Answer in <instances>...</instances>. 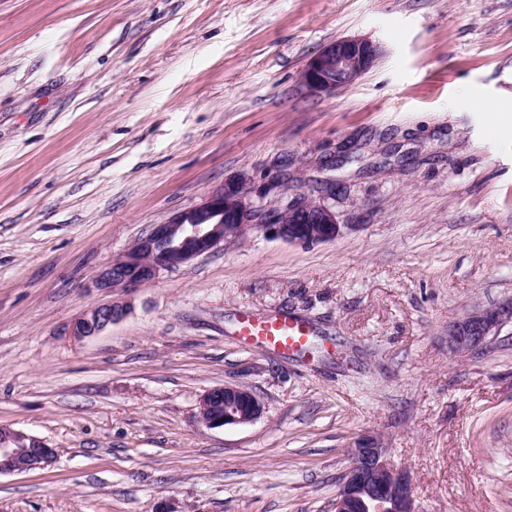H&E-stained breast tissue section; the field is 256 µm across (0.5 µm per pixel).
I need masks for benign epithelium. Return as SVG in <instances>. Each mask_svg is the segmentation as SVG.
I'll return each instance as SVG.
<instances>
[{
	"label": "benign epithelium",
	"mask_w": 512,
	"mask_h": 512,
	"mask_svg": "<svg viewBox=\"0 0 512 512\" xmlns=\"http://www.w3.org/2000/svg\"><path fill=\"white\" fill-rule=\"evenodd\" d=\"M376 46L365 38H340L324 46L309 62L303 83L316 93H334L370 69ZM275 188L251 192L238 180L204 202L155 224L124 255L112 261L93 280L100 291L135 292L164 271L174 270L209 253L230 238L254 230L294 243L332 242L340 235L336 215L306 196L293 200L281 195L277 205L265 202ZM128 311L123 298L96 304L69 324L67 335L81 341L102 333ZM512 324V298L479 309L448 323V349L467 353L484 345L505 324ZM260 399L243 385L211 388L199 401V421L207 428L255 422L263 414ZM56 449L21 430L0 425V476L44 469L53 463ZM350 462L342 474L333 512H418L408 472L387 456L381 438L363 433L349 444Z\"/></svg>",
	"instance_id": "1"
}]
</instances>
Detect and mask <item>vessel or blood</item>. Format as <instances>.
I'll use <instances>...</instances> for the list:
<instances>
[{
	"label": "vessel or blood",
	"mask_w": 512,
	"mask_h": 512,
	"mask_svg": "<svg viewBox=\"0 0 512 512\" xmlns=\"http://www.w3.org/2000/svg\"><path fill=\"white\" fill-rule=\"evenodd\" d=\"M239 323L243 342L249 344L256 341L278 352L299 349L312 332L305 318L286 312L261 315L246 310L241 313Z\"/></svg>",
	"instance_id": "obj_1"
}]
</instances>
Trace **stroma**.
Listing matches in <instances>:
<instances>
[{
    "mask_svg": "<svg viewBox=\"0 0 512 512\" xmlns=\"http://www.w3.org/2000/svg\"><path fill=\"white\" fill-rule=\"evenodd\" d=\"M373 66L331 95V41ZM324 201L335 241L258 232L106 301L91 282L226 179ZM512 0H0V425L55 448L0 512H332L358 434L419 512H512ZM307 319L313 356L241 345L237 316ZM240 384L257 421H197ZM376 46L365 38H340L324 46L309 62L303 83L316 93H334L370 69ZM127 311L128 302L123 298L96 304L72 320L66 336H70L74 341L96 336L125 317ZM508 323L512 324V298L450 322L448 349L457 354L470 352Z\"/></svg>",
    "mask_w": 512,
    "mask_h": 512,
    "instance_id": "stroma-1",
    "label": "stroma"
}]
</instances>
